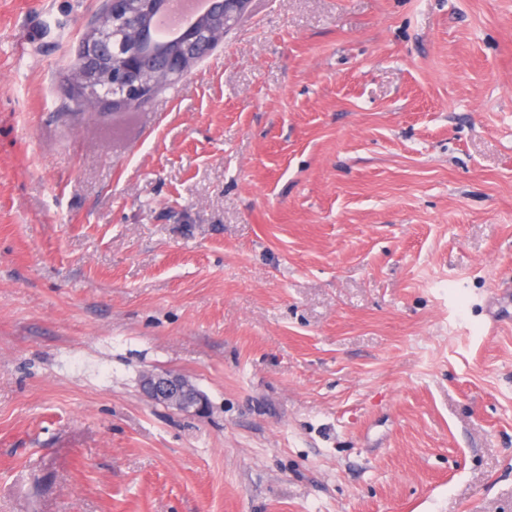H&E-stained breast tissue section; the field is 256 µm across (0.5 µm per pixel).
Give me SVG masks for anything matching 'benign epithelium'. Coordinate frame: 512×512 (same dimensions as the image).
Instances as JSON below:
<instances>
[{
    "label": "benign epithelium",
    "mask_w": 512,
    "mask_h": 512,
    "mask_svg": "<svg viewBox=\"0 0 512 512\" xmlns=\"http://www.w3.org/2000/svg\"><path fill=\"white\" fill-rule=\"evenodd\" d=\"M173 0H107L98 25L109 27L123 20L124 34L118 43L100 40L94 28L82 39L79 57L65 84L67 95L79 100L89 98L92 88L120 77L134 98L146 99L186 73L197 61L204 47L211 50L224 39V33L249 11L252 0H208V8L181 27L174 38L157 47L149 43L150 18ZM122 59L115 66L116 58ZM134 98L96 99L98 112L119 111L134 103ZM141 390L151 401L180 413L201 415L207 408L205 395L187 377L147 371L142 375Z\"/></svg>",
    "instance_id": "benign-epithelium-1"
}]
</instances>
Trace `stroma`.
Returning <instances> with one entry per match:
<instances>
[{"mask_svg": "<svg viewBox=\"0 0 512 512\" xmlns=\"http://www.w3.org/2000/svg\"><path fill=\"white\" fill-rule=\"evenodd\" d=\"M103 2L0 0V512H512V0H252L73 116ZM141 390L151 401L180 413L201 415L207 408L205 395L182 375L147 371L142 375Z\"/></svg>", "mask_w": 512, "mask_h": 512, "instance_id": "1", "label": "stroma"}]
</instances>
